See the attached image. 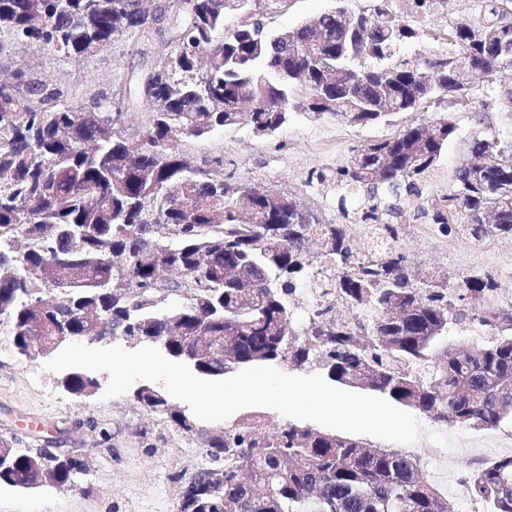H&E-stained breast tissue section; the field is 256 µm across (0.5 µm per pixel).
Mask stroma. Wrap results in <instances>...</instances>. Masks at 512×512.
I'll use <instances>...</instances> for the list:
<instances>
[{"instance_id": "35a3bbf8", "label": "stroma", "mask_w": 512, "mask_h": 512, "mask_svg": "<svg viewBox=\"0 0 512 512\" xmlns=\"http://www.w3.org/2000/svg\"><path fill=\"white\" fill-rule=\"evenodd\" d=\"M482 0H449L447 15L435 14L428 21L426 36L406 44L400 55L420 65L431 58L432 38L457 20H481ZM168 31H155L146 39L116 43L111 53L80 62L54 61L55 71L78 77L103 92L104 108L124 112V125L133 136L144 132L149 111L135 100L137 80L151 70L169 50ZM498 78L479 75L469 80L465 103H447L406 112L394 124L348 127L326 117L318 121L295 114L272 137L255 136L249 128L233 126L217 130L204 139L186 138L181 152L195 164L220 158L225 174L247 184H260L292 196L301 207L318 212L324 223L340 220L334 194L309 183L315 168L333 170L345 165L354 147H361L395 133L397 128L448 116L455 131L438 163L432 182L440 194L456 187V168L469 157L476 134L512 139V110L491 107L500 90ZM511 248L512 240L489 241L469 235L451 238L428 235L415 226L406 230L400 248L422 269L445 268L454 273L474 270V259L488 247ZM492 271L490 263L480 265ZM43 357L22 358L13 350L12 338L0 329V433L26 437L31 425L40 424L56 447L81 448L90 438V424L98 421L112 429V455H92L82 478V491L66 487H43L31 491L0 488V512H172L177 484L173 473L199 467L195 459L176 457L175 449L199 448L196 436L166 424L156 425L152 450H145L137 429L146 419L143 410L125 394L107 400L100 395L78 396L68 392L63 373L42 371ZM512 453V422L494 429L466 432L465 439L439 460L422 459L421 470L447 497L451 512H475L465 496L463 478L481 463Z\"/></svg>"}]
</instances>
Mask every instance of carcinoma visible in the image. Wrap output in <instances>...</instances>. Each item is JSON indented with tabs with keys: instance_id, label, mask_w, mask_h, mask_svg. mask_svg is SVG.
<instances>
[{
	"instance_id": "carcinoma-1",
	"label": "carcinoma",
	"mask_w": 512,
	"mask_h": 512,
	"mask_svg": "<svg viewBox=\"0 0 512 512\" xmlns=\"http://www.w3.org/2000/svg\"><path fill=\"white\" fill-rule=\"evenodd\" d=\"M182 0L170 51L139 87L151 116L137 138L101 94L67 82L46 64L16 68L0 83V326L26 351L43 336L86 337L89 312L112 335L160 347L184 361L190 337H224V354L193 369L217 378L259 363L315 368L337 384L373 392L436 422L491 429L512 419V306L492 309L489 272L450 281L422 270L398 247L359 251L351 225L322 224L291 197H254L242 221L246 185L225 181L222 163L192 164L173 137L202 138L229 126L271 136L300 112L366 126L414 111L453 87L472 64L512 69V0H485L478 23L457 22L451 52L409 67L397 59L417 30L398 23L389 0L355 13L337 7L288 30L260 20L230 26L229 4ZM141 0H0V53L24 44L64 58L97 57L115 39L146 38ZM455 126L445 116L404 126L351 150L347 165L314 170L309 182L336 190L344 218L398 241L405 224L399 189L441 234L512 238V140L475 136L482 171L457 169L454 193L427 196ZM334 259L329 300L295 327V294L320 277L309 243ZM174 297L176 304L159 308ZM473 320L487 340L448 347V323ZM94 385L71 373L66 388ZM147 414L201 435L208 468L192 486L183 473L178 512H448L424 479L420 459L310 425L272 433L252 418L206 432L150 386L134 393ZM0 486H37L41 461L17 438ZM484 512H512V454L464 481Z\"/></svg>"
}]
</instances>
